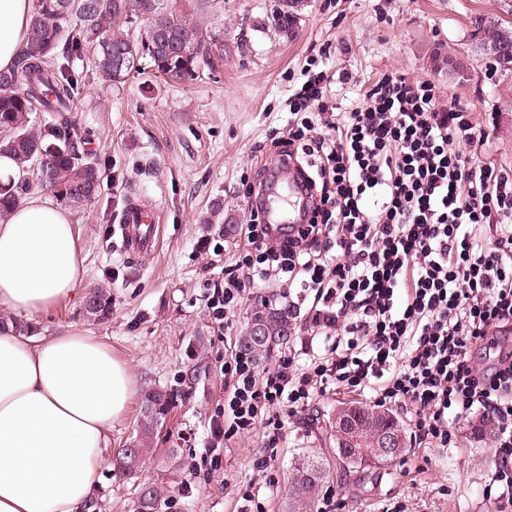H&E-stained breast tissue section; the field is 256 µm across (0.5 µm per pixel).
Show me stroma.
<instances>
[{
    "mask_svg": "<svg viewBox=\"0 0 512 512\" xmlns=\"http://www.w3.org/2000/svg\"><path fill=\"white\" fill-rule=\"evenodd\" d=\"M276 3L218 0L209 22L223 30L224 53L194 81L170 85L144 70L115 87L91 51L71 63L80 88L73 111L101 161L103 180L91 205L72 209V222L85 286L111 292L112 316L88 321L79 295L31 324L36 338L81 331L111 347L129 368L134 394L102 454L100 512H135L134 486L123 480L115 456L136 434L148 386L174 394L144 472L169 491L162 512H239L249 486L266 512H284L292 458L307 449L330 450L328 419L340 403L372 402L370 393L331 384L288 420L274 461L263 462L258 430L226 440L218 464L205 453L211 419L224 404V361L252 308L286 288L251 285L225 329L213 319L208 297L235 269L257 176L277 158L273 140L288 132V96L310 61L332 74L327 95L340 112L356 107L362 87L383 73L432 80L440 104L467 108L488 133L485 161L512 168V77L489 66L471 26L475 16L504 15L507 0H308L288 39L269 23ZM342 72L352 73L355 83H341ZM132 192L162 214L155 253L122 249L116 225ZM204 239L213 252L199 251ZM456 429L457 447L413 441L388 467L337 472L327 488L343 502L342 512H494L485 491L493 442L474 438L468 419ZM174 457L183 469H196L193 483L172 472Z\"/></svg>",
    "mask_w": 512,
    "mask_h": 512,
    "instance_id": "35a3bbf8",
    "label": "stroma"
}]
</instances>
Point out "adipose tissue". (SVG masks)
<instances>
[{
  "label": "adipose tissue",
  "mask_w": 512,
  "mask_h": 512,
  "mask_svg": "<svg viewBox=\"0 0 512 512\" xmlns=\"http://www.w3.org/2000/svg\"><path fill=\"white\" fill-rule=\"evenodd\" d=\"M34 0H0V70L27 37ZM67 209L22 200L0 224V308L33 315L83 290ZM127 364L70 331L32 344L0 331V512H90L101 454L132 397Z\"/></svg>",
  "instance_id": "adipose-tissue-1"
}]
</instances>
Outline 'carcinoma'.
Returning a JSON list of instances; mask_svg holds the SVG:
<instances>
[{"label":"carcinoma","mask_w":512,"mask_h":512,"mask_svg":"<svg viewBox=\"0 0 512 512\" xmlns=\"http://www.w3.org/2000/svg\"><path fill=\"white\" fill-rule=\"evenodd\" d=\"M36 0L29 21V37L13 67L0 71V157L10 158L23 177L0 182V218L22 198L36 189L48 188L59 200L83 207L101 192V171L97 158L84 148V139L74 118L69 116L77 93V82L69 69L72 57L89 49L102 75L113 85L126 82L141 71L146 61L154 75L168 83L193 81L222 55L219 33L208 27L202 15L185 17L182 12L155 0ZM290 0H280V8L269 22L279 34L290 37ZM481 53L512 50V22L500 17H476L471 21ZM162 36L177 41L180 52L170 54L159 43ZM40 111L52 119L37 127L32 114ZM83 302L82 315L102 322L112 315V295L95 288ZM263 324L264 341L255 342L251 324ZM295 318L288 303L264 299L250 314L248 327L238 339L239 350L256 361L275 348L288 344ZM173 394L164 387L145 389L137 434L127 449H118L119 469L132 478L142 472L153 457L154 438L164 426ZM333 476L324 459L310 452L291 463L284 488L286 512H314L320 494ZM137 512H160L165 490L155 479L136 485Z\"/></svg>","instance_id":"obj_1"}]
</instances>
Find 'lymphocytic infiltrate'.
I'll return each instance as SVG.
<instances>
[{
  "label": "lymphocytic infiltrate",
  "instance_id": "f902f5d3",
  "mask_svg": "<svg viewBox=\"0 0 512 512\" xmlns=\"http://www.w3.org/2000/svg\"><path fill=\"white\" fill-rule=\"evenodd\" d=\"M326 81L315 72L293 93L279 154L304 181L311 220L241 225L247 275L225 277L210 307L224 320L249 279L297 286L291 309L309 302L303 329L332 348L313 357L300 339L268 370L231 355L208 452L259 427L276 457L285 417L328 383L405 409L431 448L455 445L449 412L478 409L497 426V512H512V170L478 156L488 133L440 106L431 80L383 74L338 114Z\"/></svg>",
  "mask_w": 512,
  "mask_h": 512
}]
</instances>
